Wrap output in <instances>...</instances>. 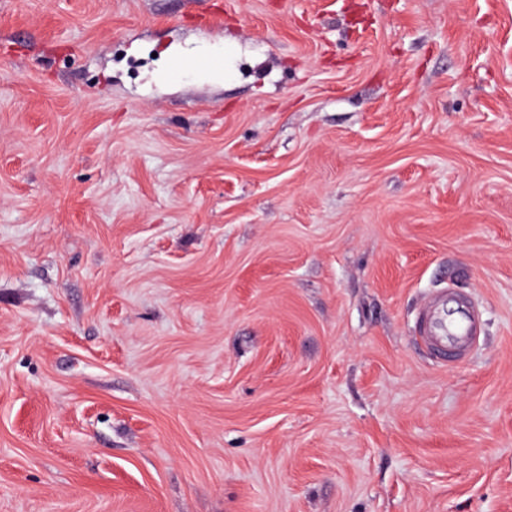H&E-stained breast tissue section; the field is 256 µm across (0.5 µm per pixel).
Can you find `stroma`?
Returning <instances> with one entry per match:
<instances>
[{"label":"stroma","mask_w":512,"mask_h":512,"mask_svg":"<svg viewBox=\"0 0 512 512\" xmlns=\"http://www.w3.org/2000/svg\"><path fill=\"white\" fill-rule=\"evenodd\" d=\"M0 512H512V0H0ZM175 69L187 73L207 72L219 70L224 67V58L221 56L213 55L211 53L203 52L198 56L180 59L174 65ZM226 73V65L224 67V75ZM457 299L453 292L443 290L427 297L420 309L416 329L421 342L443 363L448 362V350L454 356L465 354L473 345L480 330L481 317L470 310L460 323L448 325L445 320L446 301Z\"/></svg>","instance_id":"stroma-1"}]
</instances>
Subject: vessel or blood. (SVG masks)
I'll return each mask as SVG.
<instances>
[{"instance_id":"b4317fda","label":"vessel or blood","mask_w":512,"mask_h":512,"mask_svg":"<svg viewBox=\"0 0 512 512\" xmlns=\"http://www.w3.org/2000/svg\"><path fill=\"white\" fill-rule=\"evenodd\" d=\"M223 57L207 52L176 61L175 67L187 73L207 72L223 68ZM452 294L441 291L427 297L420 309L416 329L421 342L440 361H447L449 355H463L473 345L480 330L479 312L470 311L460 323L451 325L445 320V309Z\"/></svg>"}]
</instances>
